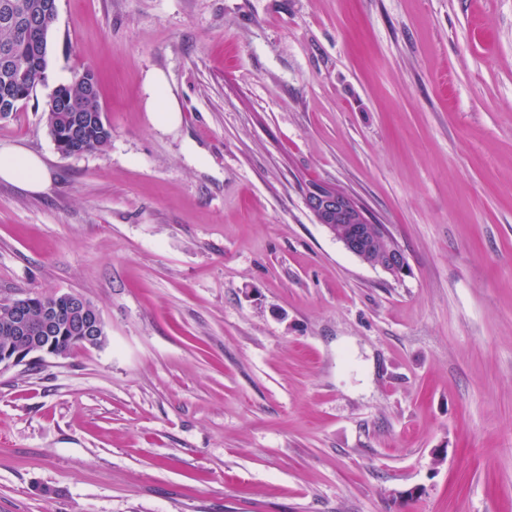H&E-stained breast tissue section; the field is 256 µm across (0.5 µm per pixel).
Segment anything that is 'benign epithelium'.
<instances>
[{
  "instance_id": "7a95c632",
  "label": "benign epithelium",
  "mask_w": 512,
  "mask_h": 512,
  "mask_svg": "<svg viewBox=\"0 0 512 512\" xmlns=\"http://www.w3.org/2000/svg\"><path fill=\"white\" fill-rule=\"evenodd\" d=\"M306 203L318 223L342 243L346 250L359 257L371 255L375 251L384 253L382 268L390 273L400 274L405 271L397 248L391 235L380 236L374 228L375 222L361 203L329 183L321 184L315 194L306 196ZM64 302L72 312L80 314L69 326L71 348L59 345L55 333V307L53 303ZM13 313L16 348L0 350V370L11 366L28 363L42 355L62 357L76 348L94 347L99 344L101 319L87 314L84 300L74 293L54 296V301L43 300L40 313V336L32 335L30 316L33 302L28 298H15L8 301Z\"/></svg>"
}]
</instances>
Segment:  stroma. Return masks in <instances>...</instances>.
Returning <instances> with one entry per match:
<instances>
[{"instance_id":"35a3bbf8","label":"stroma","mask_w":512,"mask_h":512,"mask_svg":"<svg viewBox=\"0 0 512 512\" xmlns=\"http://www.w3.org/2000/svg\"><path fill=\"white\" fill-rule=\"evenodd\" d=\"M86 69L112 139L64 157ZM15 145L50 184L0 180V299L81 294L106 340L0 371V512H512V0H58ZM145 92L148 111L152 113L153 124L161 129L174 130L180 124V111L177 103L167 90L164 76L160 72H151L145 80ZM321 187V190L311 189L315 193L313 196L306 195L307 206L317 222L363 261L367 262L366 256L379 251L385 255L381 265L384 270L397 275L403 273L406 268L396 242L389 233L382 240L373 226L376 223L362 204L329 183H321Z\"/></svg>"}]
</instances>
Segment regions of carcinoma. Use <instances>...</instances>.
Segmentation results:
<instances>
[{"label": "carcinoma", "instance_id": "obj_1", "mask_svg": "<svg viewBox=\"0 0 512 512\" xmlns=\"http://www.w3.org/2000/svg\"><path fill=\"white\" fill-rule=\"evenodd\" d=\"M25 6V13L32 24L22 26L16 22L0 20V52L7 49L18 60L21 68L16 70L0 63V100L4 94L22 84L27 95H32L37 86L46 78L48 67V36L53 16L46 11L47 0H19ZM63 94L74 104L80 114L85 116V123L77 142L66 145V156L101 151L111 141L112 129L106 122L99 95L90 94L83 81L61 86ZM44 116L46 126L52 138L63 142L71 126V112H57L51 103H45ZM9 306L0 302V348L9 344L10 329Z\"/></svg>", "mask_w": 512, "mask_h": 512}]
</instances>
